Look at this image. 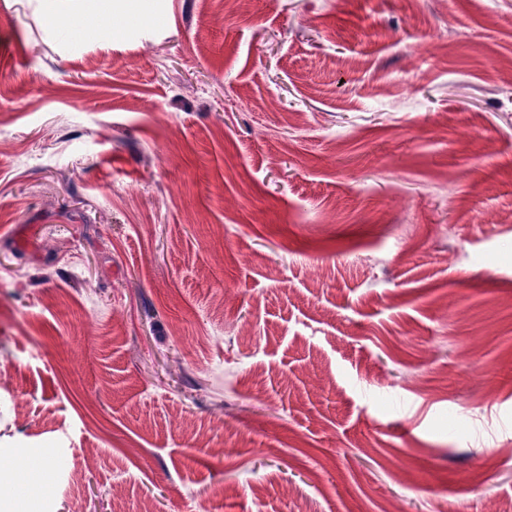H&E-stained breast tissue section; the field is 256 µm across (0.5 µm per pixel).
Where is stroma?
I'll return each mask as SVG.
<instances>
[{"mask_svg": "<svg viewBox=\"0 0 512 512\" xmlns=\"http://www.w3.org/2000/svg\"><path fill=\"white\" fill-rule=\"evenodd\" d=\"M510 68L512 0H0L26 512H512Z\"/></svg>", "mask_w": 512, "mask_h": 512, "instance_id": "obj_1", "label": "stroma"}]
</instances>
